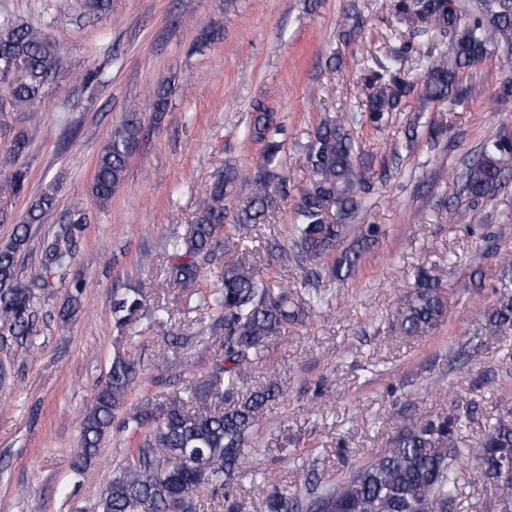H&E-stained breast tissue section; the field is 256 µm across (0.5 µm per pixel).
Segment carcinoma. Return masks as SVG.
Returning <instances> with one entry per match:
<instances>
[{"label":"carcinoma","mask_w":512,"mask_h":512,"mask_svg":"<svg viewBox=\"0 0 512 512\" xmlns=\"http://www.w3.org/2000/svg\"><path fill=\"white\" fill-rule=\"evenodd\" d=\"M477 12L461 0H393L398 26L413 35H424L433 50L424 52L410 43L395 64L380 66L367 81L364 118L375 129L386 125L422 82L423 95L450 107L478 98L481 89L462 85V71L481 63L495 47L502 50L506 76L503 93H512V0H478ZM64 61L61 47L45 33L10 19L0 21V92L14 107L41 103L45 87ZM356 121L350 112L324 118L308 145L306 163L311 180L295 211L289 250L272 248L266 264L294 262L309 269L301 284L303 303L281 291L272 296L263 268L246 252L240 240L225 232L227 218L239 227L262 224L274 205L273 181L282 143L272 139L278 130L275 113L259 105L247 137L264 143L265 164L242 175L234 168L224 171L201 199L182 247L163 270L165 289L172 295L190 290L201 280L204 265L224 256L221 287L209 294L210 305L219 310L210 330L219 332L218 347L206 378L192 384L195 365L187 359L171 365L179 388L152 408L124 421V428L145 438L133 449L129 464L112 477L100 499V512H193L194 500L208 486L229 485L234 480H263V474L245 455L264 414L278 403L281 391L271 380L249 390L250 372L264 357L268 345L303 322L317 307L331 310L318 287L320 269L333 259L329 273L339 279L359 265L361 250L382 233L378 224H351L363 209L367 179L356 163L361 147L349 127ZM142 132L136 116L112 129L96 163L91 194L104 207L122 185L128 161L136 152ZM28 142L16 139L9 159L10 177L16 189L24 186L26 170L19 159ZM512 176V135L506 130L486 139L466 171L449 172L461 184V193L475 205L494 186ZM251 185L249 204L230 213L227 199L239 179ZM57 189L45 190L31 203L24 221L0 244V324L15 338L35 333L36 299L53 288L50 278L65 271L76 256L77 235L87 223L81 210L69 213L68 223L58 224L52 237L43 241V274L20 276L18 260L28 249L31 226L43 224L56 209ZM353 243L344 246L348 236ZM447 271L438 264L418 269L415 282L400 311L401 330L407 336H425L448 315L443 296ZM164 310L144 312L139 297L114 300L112 315L122 328L132 320ZM490 325L512 326V284L500 283L497 304L490 309ZM138 377V362L120 353L112 360L107 382L93 407L80 423V447L75 466H86L123 408L131 385ZM469 417V408L457 406L453 415L417 417L397 426L388 447L367 463L351 470L334 486L310 485L306 494L274 487L267 496L268 512H453L465 492L461 474L473 471L495 512H512V422L498 421L484 432L476 451L462 448L458 429Z\"/></svg>","instance_id":"cac0c4a2"}]
</instances>
